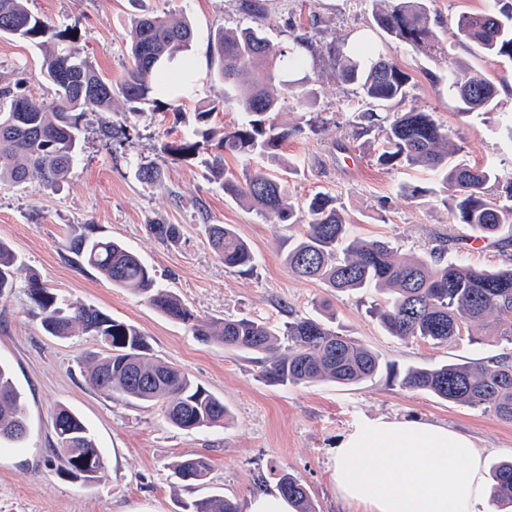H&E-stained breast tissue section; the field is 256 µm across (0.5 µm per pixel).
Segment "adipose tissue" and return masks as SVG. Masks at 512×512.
Returning <instances> with one entry per match:
<instances>
[{
	"instance_id": "adipose-tissue-1",
	"label": "adipose tissue",
	"mask_w": 512,
	"mask_h": 512,
	"mask_svg": "<svg viewBox=\"0 0 512 512\" xmlns=\"http://www.w3.org/2000/svg\"><path fill=\"white\" fill-rule=\"evenodd\" d=\"M340 497L360 512H487L490 491L472 438L434 423L388 418L336 449Z\"/></svg>"
}]
</instances>
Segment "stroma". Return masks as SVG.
I'll return each instance as SVG.
<instances>
[{"label": "stroma", "mask_w": 512, "mask_h": 512, "mask_svg": "<svg viewBox=\"0 0 512 512\" xmlns=\"http://www.w3.org/2000/svg\"><path fill=\"white\" fill-rule=\"evenodd\" d=\"M30 6L56 29L75 32L82 55L115 82L125 74L128 33L135 19L144 14L185 19L193 39L180 59L195 79L191 91L172 99L167 109L144 104L132 114L120 100L111 111L87 114L80 132L82 151L60 187L34 180L0 188V241L23 264L11 293L0 298V359L10 363L29 417L22 447L0 452V512H184L187 504L211 495L240 506L259 487L275 486L284 472L305 485L316 512H355L336 491V448L343 437L379 417L432 422L469 434L488 473L512 458V423L402 388L383 372L355 386L267 385L255 356L202 341L140 295L112 286L69 249L70 240L88 230L121 242L151 268L158 287L209 321L248 316L280 324L292 311L333 314L339 333L401 369L512 355V344L496 336L474 342L464 335L444 346L389 336L369 313L371 295L339 293L289 273L286 240L300 235L302 225L259 217L225 196L206 165L213 146L202 147L190 160L160 150L162 141L190 136L198 102L224 89L209 67L210 40L219 30L252 25L281 47L295 35L312 32L306 96L288 98L277 116L291 126L317 116L325 120L317 133L289 140L282 151L284 159L301 165L300 175L288 184L295 206L323 190L335 196L363 236L388 240L399 254L424 256L445 239L448 259L492 268L501 262L498 248L488 242L478 251L454 244L463 227L449 209L430 197L408 200L399 195L404 184L432 186L429 170L378 166L371 143L337 152V141L347 137L356 90L338 82L325 46L368 36L411 77L405 100L393 104V111L433 113L459 134L461 159L508 172L512 148L495 128L496 114L459 115L450 84L462 70L486 78L498 89V112L512 113V61L448 37L436 51L413 52L384 38L373 0H31ZM0 76L24 78L34 100L48 103L54 97L42 71L41 51L8 35H0ZM107 122L125 127L126 138L106 140L100 127ZM143 165L161 169V185L138 179ZM153 224L178 225L179 240H158L149 230ZM209 224L234 227L258 258L253 270L224 267L209 246ZM33 277L70 301L96 306L136 326L155 355L222 399L228 417L186 432L166 422L157 406L115 399L89 386L82 359L100 352V345L86 334L67 339L45 334L29 296ZM60 407L78 414L94 435L104 463L97 478L58 473L51 415ZM199 455L210 466L205 483L177 479L174 464Z\"/></svg>", "instance_id": "35a3bbf8"}]
</instances>
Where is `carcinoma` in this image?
Returning <instances> with one entry per match:
<instances>
[{
	"mask_svg": "<svg viewBox=\"0 0 512 512\" xmlns=\"http://www.w3.org/2000/svg\"><path fill=\"white\" fill-rule=\"evenodd\" d=\"M375 21L386 36L416 52L431 51L438 43L436 27L420 0H375ZM30 42L44 51L43 68L54 87V99L37 102L25 92L24 82L0 79V187L21 186L32 179L58 185L66 180L78 155V133L89 112L112 109L118 98L130 104L153 103L166 107L163 98L188 91L185 83L174 88L168 65L188 50L192 31L185 21L162 16L138 18L129 33L128 63L124 78H105L75 46L76 36L51 33L45 20L34 14L28 0H0V34ZM456 41H469L486 54L512 61V7L462 14L450 32ZM307 34L293 38L286 48L273 45L252 26L219 31L209 50L210 68L224 82L222 103L235 102L244 119L231 128L207 126L218 105H197L200 126L193 136L165 141L162 151L184 159L199 153L201 145L217 141L219 153L211 167L223 181L224 194L245 204L261 217L270 215L281 224H304L303 233L288 242L284 263L298 278L319 280L337 292L365 291L383 295L370 307L371 314L389 335L401 340L421 338L446 345L448 340L475 326L490 328L512 344V254L493 269H476L445 260L441 244L426 256H401L385 239L362 236L347 221L327 192L310 195L303 218L288 194L293 163L280 159L289 139L318 129L306 121L291 127L275 120L286 95L300 92L288 76L304 70ZM326 52L334 62L339 82L356 86L357 107L348 138L358 140L380 132L376 154L382 167L420 166L436 176L435 186H400L406 199L430 196L448 208L472 238L495 240L505 225L512 226V176L492 165L449 163L462 150L461 139L437 122L433 113L411 110L391 112L410 82L408 73L370 40L347 45L333 43ZM462 114H488L496 110L498 89L489 80L469 73L457 74L451 84ZM243 161L263 155L280 161L282 173L246 170L242 177L224 171V155ZM150 232L163 242L180 237L176 224H151ZM206 232L216 257L227 268L250 271L256 255L229 224H208ZM70 249L84 263L108 278L112 285L144 296L161 314L181 322L204 340L225 348L261 356V374L270 385L314 382L357 385L381 370L379 355L344 336L322 319L290 315L281 325L243 316L204 321L169 291L156 287L149 267L118 241L87 233L74 237ZM21 269L13 251L0 241V297L12 290ZM30 295L40 310L41 325L50 336L66 339L76 330L95 336L104 355L86 360V380L95 389L117 399L157 405L164 419L184 430L211 427L228 415L224 401L195 383L182 369L150 352L144 334L135 326L112 318L92 305L74 304L31 278ZM390 381L440 399L482 408L512 422V356L483 361L387 367ZM29 418L22 393L8 366L0 362V443L20 445L28 434ZM59 470L86 477L103 466L95 438L82 419L68 408L52 416ZM176 477L202 483L209 473L203 457L186 458L174 465ZM491 488L496 503L512 507V460L497 466ZM278 488L294 502L297 512H316L305 486L289 474ZM188 512H238L221 495L195 501Z\"/></svg>",
	"mask_w": 512,
	"mask_h": 512,
	"instance_id": "obj_1",
	"label": "carcinoma"
}]
</instances>
